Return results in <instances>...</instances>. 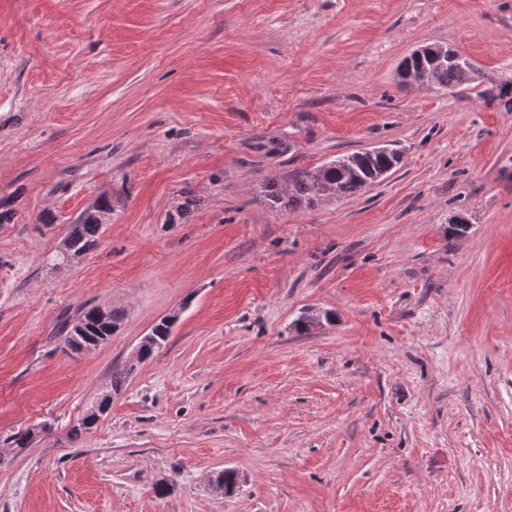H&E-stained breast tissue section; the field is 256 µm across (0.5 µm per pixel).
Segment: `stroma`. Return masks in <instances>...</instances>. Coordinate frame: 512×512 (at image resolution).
<instances>
[{"instance_id": "stroma-1", "label": "stroma", "mask_w": 512, "mask_h": 512, "mask_svg": "<svg viewBox=\"0 0 512 512\" xmlns=\"http://www.w3.org/2000/svg\"><path fill=\"white\" fill-rule=\"evenodd\" d=\"M425 45L471 81L399 85ZM503 91L512 0H0V440L37 434L0 459V512H512ZM381 145L402 159L358 196L259 193ZM104 193L97 246L49 269ZM87 304L125 317L72 357L57 327ZM150 341V336L146 334L141 338L138 345L132 352L129 362H131V365L124 364V365H115L112 367V378H111V388L112 393L117 394L122 390L124 385L126 384L128 378L134 371V362H138L141 358V352L143 347L148 344ZM111 398L112 396L110 393L103 394V396H101L99 400L85 412L82 419H86L87 423L81 421L78 426L72 428L70 432V439L72 442H79L81 437L91 429L92 424L90 422L95 421V423H97L99 421L100 417L106 413V407H108ZM100 405H102L101 409L99 408Z\"/></svg>"}]
</instances>
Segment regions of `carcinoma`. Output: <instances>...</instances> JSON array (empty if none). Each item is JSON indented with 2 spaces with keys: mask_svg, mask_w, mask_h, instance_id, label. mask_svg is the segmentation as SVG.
Masks as SVG:
<instances>
[{
  "mask_svg": "<svg viewBox=\"0 0 512 512\" xmlns=\"http://www.w3.org/2000/svg\"><path fill=\"white\" fill-rule=\"evenodd\" d=\"M472 71L471 63L459 58L455 51L446 49L440 55L424 48L404 57L397 67L398 83L403 85L418 79H425L443 88L455 89L468 81L467 73ZM401 157L388 149H368L331 160L312 170L299 169L289 174L286 181L267 178L259 184L260 193L268 205L275 209L312 208L327 196V191L337 198L355 196L367 187L379 182L394 169ZM196 199L187 194L175 212L168 215L166 223L180 224L193 210ZM94 212H85L70 225L65 237L67 247L73 255H85L97 246L101 236L102 223L99 214L110 210L108 199L101 198L93 206ZM99 307L81 309L75 318H68L60 326L59 333L64 347L78 353L82 347L97 341H106L120 327L123 312L107 310L105 319L98 317ZM173 326L157 321L150 329L153 344L146 349L143 359L147 360L168 341ZM134 371L129 364L112 367L111 388L116 394L122 390ZM34 433L27 430L18 432L5 440L4 447L16 456L30 447Z\"/></svg>",
  "mask_w": 512,
  "mask_h": 512,
  "instance_id": "1",
  "label": "carcinoma"
}]
</instances>
